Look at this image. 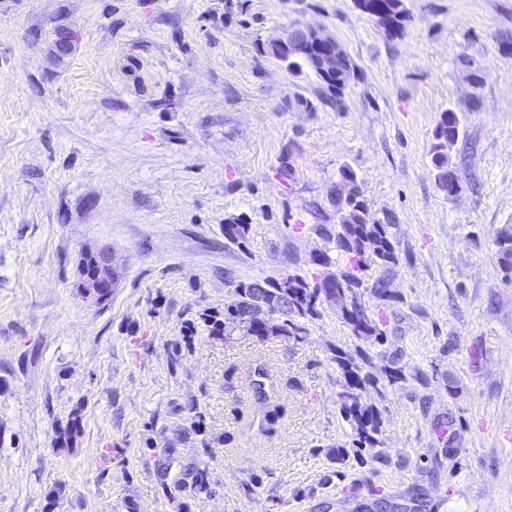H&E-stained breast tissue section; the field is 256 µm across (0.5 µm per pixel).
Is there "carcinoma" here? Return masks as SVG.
I'll use <instances>...</instances> for the list:
<instances>
[{
    "label": "carcinoma",
    "instance_id": "1",
    "mask_svg": "<svg viewBox=\"0 0 512 512\" xmlns=\"http://www.w3.org/2000/svg\"><path fill=\"white\" fill-rule=\"evenodd\" d=\"M356 8L388 29L393 36L403 33L410 20L405 0H354ZM301 40L295 58L288 61V68L296 71L307 68L320 81V101L337 110L343 106L344 90L356 78L355 65L348 56H343L336 69L321 72V57L327 47L308 38L299 30L290 31ZM459 120L453 112H443L435 129L436 143L432 147V164L437 170L439 186L452 195L459 191L460 184L449 168L448 146L459 138ZM392 220L370 219L366 204L355 194L346 200L336 199V224L327 240L334 243L336 256L325 250L322 258L309 272L290 274L280 279L263 282L241 281L235 286L234 299L225 307V318L236 323L240 316L247 314L255 301L257 292H262L275 311L270 320L254 326L249 324L246 331L255 336L282 334L301 336L305 333V322L320 316L319 302L325 297L336 302V312L348 327L351 336L358 341L354 351L340 350L336 354V365L340 375L336 378L339 387L337 398L340 412L352 430L351 447L357 452H370V460L383 463L386 456L377 450L382 444V411L377 405L364 403L361 391L366 386H377L378 379L369 371L374 365L372 346L384 340L383 321L375 319L373 313L356 318L345 313L350 298H359L364 304L371 301L388 302L395 298L389 287L390 276L400 265V254L396 248ZM499 264L512 272V228H506L496 242ZM336 265L339 280L328 284L329 276L324 269ZM372 269L381 270L373 277Z\"/></svg>",
    "mask_w": 512,
    "mask_h": 512
}]
</instances>
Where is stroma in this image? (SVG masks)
Returning a JSON list of instances; mask_svg holds the SVG:
<instances>
[{
    "mask_svg": "<svg viewBox=\"0 0 512 512\" xmlns=\"http://www.w3.org/2000/svg\"><path fill=\"white\" fill-rule=\"evenodd\" d=\"M407 6L394 37L354 0H0V512H512L495 246L512 227V0ZM295 24L356 63L343 111L270 53ZM447 110L453 196L431 162ZM345 165L406 255L362 393L384 408L382 464L336 458L334 357L355 340L334 302L298 338L224 317L237 282L326 248ZM102 247L119 278L99 301L79 261Z\"/></svg>",
    "mask_w": 512,
    "mask_h": 512,
    "instance_id": "35a3bbf8",
    "label": "stroma"
}]
</instances>
